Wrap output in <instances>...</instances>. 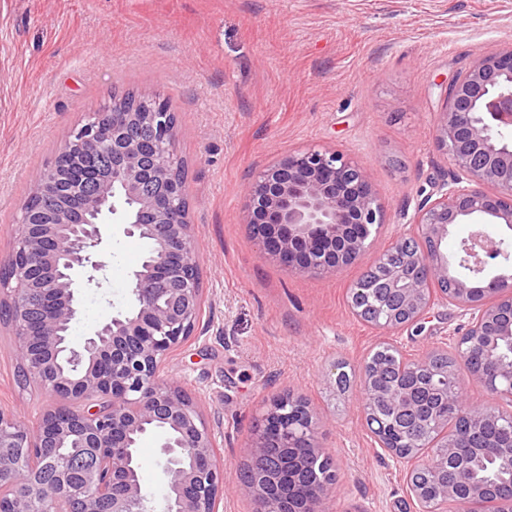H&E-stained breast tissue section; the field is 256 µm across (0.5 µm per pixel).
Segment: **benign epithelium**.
I'll return each instance as SVG.
<instances>
[{
  "label": "benign epithelium",
  "instance_id": "1",
  "mask_svg": "<svg viewBox=\"0 0 512 512\" xmlns=\"http://www.w3.org/2000/svg\"><path fill=\"white\" fill-rule=\"evenodd\" d=\"M435 137L452 175L436 197L418 203L410 224L441 247L418 253L406 248L409 235L398 238L402 266L389 279L398 315L392 328L417 324L438 305L468 317L464 333L454 338L455 357L482 351L498 376L493 396L511 411L494 403L478 407L465 430L477 432L505 414L512 426V359L505 354L512 352V254L494 231H512V46L474 60L447 84ZM88 150L112 154L117 163L94 190L83 180L72 182L70 196L83 201L76 213L54 208L33 223L20 207L8 270H0V323L8 311L27 379L56 399L85 406L50 409L34 427L0 410V512H155L134 450L148 422L166 433L163 512H217L224 472L215 438L195 400L160 377L166 358L194 335L203 311L194 228L183 210L187 193L173 174L176 123L161 103L150 112L120 114L108 102L71 131L58 154ZM489 185L494 191L484 190ZM246 198V223L260 228L256 238L264 253L303 274L339 271L338 247L349 261L361 258L369 225L384 223L369 174L336 150L278 156L253 178ZM107 219L119 221L124 235L147 239L151 255L130 274L133 306L76 343L62 331L79 313V271L104 268L101 226ZM453 224H473L477 233L451 261L442 244ZM440 281L450 288L435 287ZM297 400L307 404L294 395L270 399L262 431L250 444L253 471L245 490L264 512H281L264 481L269 434L284 448L305 446L328 460L310 409L288 421V405ZM373 435L409 464L408 474L424 468L435 475L442 502L454 503L456 512L495 502V489L474 480L465 464L448 481V463L462 458L456 438L428 444L433 453L419 463L403 456L392 424L380 423ZM333 485L323 484L296 507L288 504L289 512H320Z\"/></svg>",
  "mask_w": 512,
  "mask_h": 512
}]
</instances>
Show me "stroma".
Instances as JSON below:
<instances>
[{
    "label": "stroma",
    "mask_w": 512,
    "mask_h": 512,
    "mask_svg": "<svg viewBox=\"0 0 512 512\" xmlns=\"http://www.w3.org/2000/svg\"><path fill=\"white\" fill-rule=\"evenodd\" d=\"M511 46L512 0H0V263L36 176L90 111L128 90L169 101L203 316L161 375L194 398L216 437L219 512H259L239 474L262 411L283 391L322 421L336 473L325 512H420L405 466L365 425L361 366L384 343L408 359L450 350L463 319L437 306L421 325L378 329L347 293L450 175L435 140L442 84ZM308 148L350 156L384 211L365 255L333 275L269 260L244 212L254 175ZM103 238L104 279L80 290L78 339L130 308L129 274L146 251L116 223ZM18 364L0 327V410L31 425L54 401L18 383ZM163 440L145 434L138 451L142 488L157 501Z\"/></svg>",
    "instance_id": "1"
}]
</instances>
